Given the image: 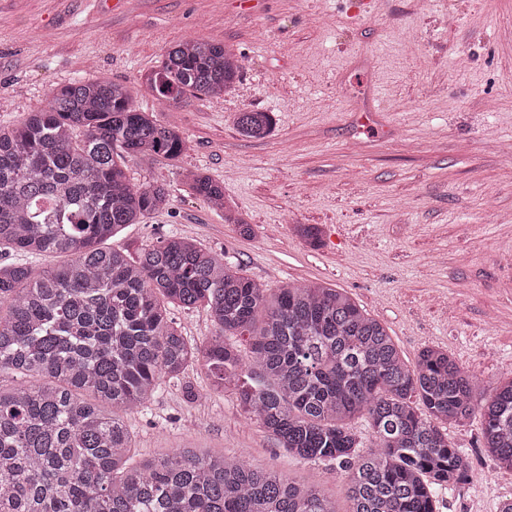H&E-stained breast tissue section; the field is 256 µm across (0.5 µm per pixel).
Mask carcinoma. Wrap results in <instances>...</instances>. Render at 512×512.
<instances>
[{
    "label": "carcinoma",
    "mask_w": 512,
    "mask_h": 512,
    "mask_svg": "<svg viewBox=\"0 0 512 512\" xmlns=\"http://www.w3.org/2000/svg\"><path fill=\"white\" fill-rule=\"evenodd\" d=\"M243 73L226 46L188 38L146 87L162 105L219 98ZM250 139L273 117L244 110ZM180 132L132 105L128 88L75 79L12 128L0 127V251L66 260L36 270L0 264V512H336L318 485L299 486L245 460L177 448L129 465L124 415L190 364L212 393L236 391L242 414L304 461L349 470L351 512H437L467 462L443 432L478 414L484 445L512 471V380L475 402L477 382L448 352L410 365L385 327L346 293L286 283L270 293L218 255L171 236L131 256L105 242L170 207L167 184L134 185L127 161L174 160ZM192 194L251 227L224 184L187 175ZM295 232L311 245L315 224ZM203 305L214 336L189 342L168 305ZM229 336L249 337L243 351ZM364 416L370 438L350 421Z\"/></svg>",
    "instance_id": "1"
}]
</instances>
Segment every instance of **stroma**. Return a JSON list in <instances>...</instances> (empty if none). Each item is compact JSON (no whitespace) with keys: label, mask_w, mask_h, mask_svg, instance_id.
<instances>
[{"label":"stroma","mask_w":512,"mask_h":512,"mask_svg":"<svg viewBox=\"0 0 512 512\" xmlns=\"http://www.w3.org/2000/svg\"><path fill=\"white\" fill-rule=\"evenodd\" d=\"M0 0V126L20 124L79 77L124 83L137 110L176 128L178 160H134V184L167 183L169 210L109 242L136 252L177 235L269 290L320 283L378 319L408 363L447 350L486 397L512 379V0ZM220 42L246 57L227 97L159 107L141 83L170 44ZM272 112L262 139L234 118ZM201 170L252 227L241 236L191 195ZM297 224L322 230L319 247ZM197 398L187 399L185 385ZM134 460L189 446L316 480L348 512V473L306 462L246 419L233 392H209L197 365L163 379L126 415ZM465 478L439 512H498L512 471L482 444V420L448 427Z\"/></svg>","instance_id":"1"}]
</instances>
